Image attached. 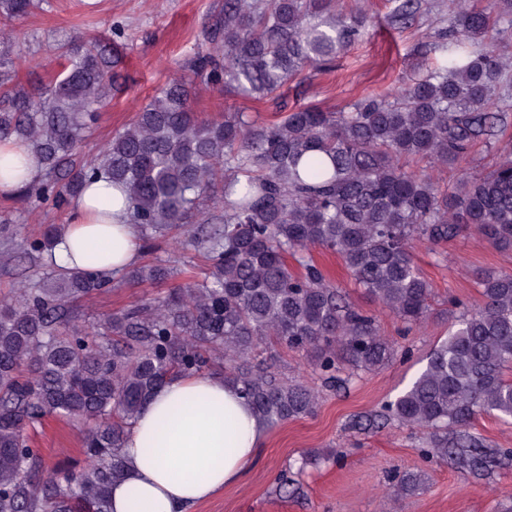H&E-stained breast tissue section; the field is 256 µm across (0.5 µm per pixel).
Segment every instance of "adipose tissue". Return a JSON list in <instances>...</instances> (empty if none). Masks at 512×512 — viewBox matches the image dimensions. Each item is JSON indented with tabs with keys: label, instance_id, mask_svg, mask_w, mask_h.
Masks as SVG:
<instances>
[{
	"label": "adipose tissue",
	"instance_id": "adipose-tissue-1",
	"mask_svg": "<svg viewBox=\"0 0 512 512\" xmlns=\"http://www.w3.org/2000/svg\"><path fill=\"white\" fill-rule=\"evenodd\" d=\"M41 171L20 142H0V194L10 196ZM128 200L111 182L93 181L70 204L54 257L70 271L117 275L142 249ZM266 428L217 374L175 375L141 406L123 444L124 475L110 489L112 512H190L254 467Z\"/></svg>",
	"mask_w": 512,
	"mask_h": 512
}]
</instances>
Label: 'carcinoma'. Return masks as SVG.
<instances>
[{"instance_id":"cac0c4a2","label":"carcinoma","mask_w":512,"mask_h":512,"mask_svg":"<svg viewBox=\"0 0 512 512\" xmlns=\"http://www.w3.org/2000/svg\"><path fill=\"white\" fill-rule=\"evenodd\" d=\"M39 3L0 0V17ZM394 3L401 28L421 8V0ZM496 15L512 16V0H459L448 15L456 35L448 64L415 74L391 100L376 96L346 112L297 107L272 122L241 111L200 120L196 84L265 99L304 69L329 66L369 24L336 13L335 0H224L206 44L193 49L190 75L159 88L96 155L81 144L124 80L113 40L73 39L61 48V70L34 87L0 46V138L26 144L42 171L19 197L61 209L107 177L126 193L143 240L175 230L207 261L201 280L96 322L82 318L80 302L114 279L95 269L53 262L0 299V512H112L125 435L173 374L222 372L273 427L313 415L319 394L258 360L267 340L305 351L332 385L385 367L394 343L341 294L312 249L338 255L355 283L409 326L425 320L433 295L415 243L475 230L512 249V147L499 146L512 124V76L494 49L512 39V24L496 27ZM477 145L498 149V160L452 187L406 166H455ZM59 234L49 226L23 251L50 258ZM173 275L157 259L123 280ZM480 285L479 302L463 308L425 368L365 426L425 429L423 456L488 476L512 448H493L468 427L482 415L512 418V272ZM48 415L83 427L82 464L46 467L26 428ZM420 484L407 471L392 493L413 495Z\"/></svg>"}]
</instances>
